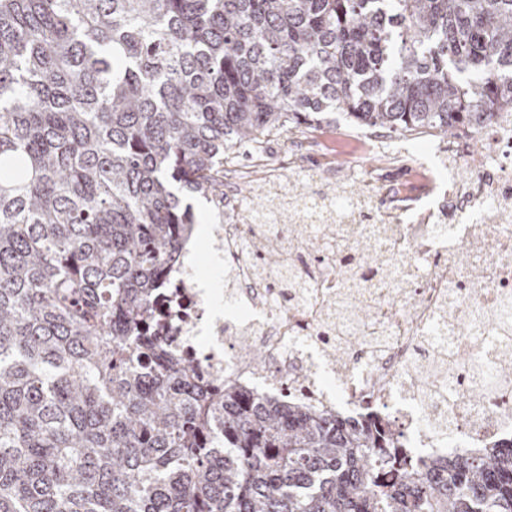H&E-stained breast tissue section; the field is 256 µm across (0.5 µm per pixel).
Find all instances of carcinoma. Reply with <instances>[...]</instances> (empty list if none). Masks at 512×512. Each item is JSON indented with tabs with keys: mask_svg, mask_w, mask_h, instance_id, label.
Listing matches in <instances>:
<instances>
[{
	"mask_svg": "<svg viewBox=\"0 0 512 512\" xmlns=\"http://www.w3.org/2000/svg\"><path fill=\"white\" fill-rule=\"evenodd\" d=\"M512 106V0H0V512H512V453L195 383L146 326L224 153Z\"/></svg>",
	"mask_w": 512,
	"mask_h": 512,
	"instance_id": "cac0c4a2",
	"label": "carcinoma"
}]
</instances>
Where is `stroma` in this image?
<instances>
[{"label": "stroma", "mask_w": 512, "mask_h": 512, "mask_svg": "<svg viewBox=\"0 0 512 512\" xmlns=\"http://www.w3.org/2000/svg\"><path fill=\"white\" fill-rule=\"evenodd\" d=\"M263 151L273 158L306 164L330 151L331 172L326 181L312 183L317 194H326L344 184L351 170L378 179H398L405 171L427 165L439 182L448 180V142L429 136H402L355 126L333 114L323 121L301 125L292 132L267 137Z\"/></svg>", "instance_id": "35a3bbf8"}]
</instances>
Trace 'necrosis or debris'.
I'll list each match as a JSON object with an SVG mask.
<instances>
[{
	"mask_svg": "<svg viewBox=\"0 0 512 512\" xmlns=\"http://www.w3.org/2000/svg\"><path fill=\"white\" fill-rule=\"evenodd\" d=\"M479 152L449 143L447 185L421 172L362 192L344 210L303 192L292 218L313 248L286 256L281 287L260 273L251 244L282 223L225 193L215 206L213 294L196 258L180 255L161 280L158 335L217 387L285 397L345 421L379 412L431 457L512 445V110L483 126ZM495 206L498 221L483 220ZM394 255L382 270L356 260L364 243ZM370 307L339 317V302Z\"/></svg>",
	"mask_w": 512,
	"mask_h": 512,
	"instance_id": "4bbe7bcc",
	"label": "necrosis or debris"
}]
</instances>
